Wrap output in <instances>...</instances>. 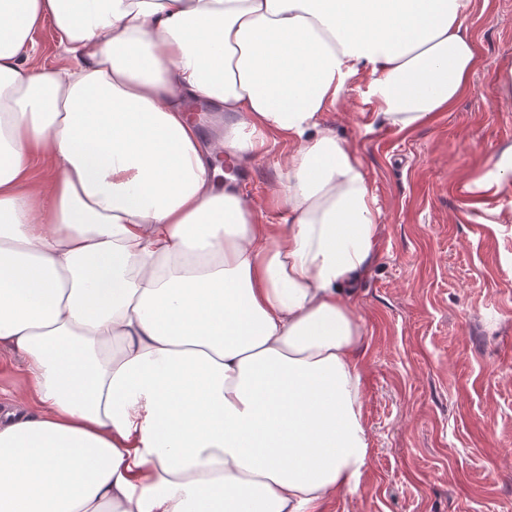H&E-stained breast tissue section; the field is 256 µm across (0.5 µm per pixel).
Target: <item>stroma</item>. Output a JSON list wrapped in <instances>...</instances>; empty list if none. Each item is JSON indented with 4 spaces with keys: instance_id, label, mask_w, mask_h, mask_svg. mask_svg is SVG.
<instances>
[{
    "instance_id": "35a3bbf8",
    "label": "stroma",
    "mask_w": 512,
    "mask_h": 512,
    "mask_svg": "<svg viewBox=\"0 0 512 512\" xmlns=\"http://www.w3.org/2000/svg\"><path fill=\"white\" fill-rule=\"evenodd\" d=\"M478 65L463 96L400 131L365 103L366 76L323 120L360 159L380 209L371 268L355 292L365 330L364 406L372 451L358 494L323 512H512V185L473 180L512 145V0H475L467 21ZM67 66L51 24L23 54ZM283 143L240 180L266 224L285 179Z\"/></svg>"
}]
</instances>
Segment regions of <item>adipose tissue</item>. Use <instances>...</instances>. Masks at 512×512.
<instances>
[{
  "label": "adipose tissue",
  "instance_id": "obj_1",
  "mask_svg": "<svg viewBox=\"0 0 512 512\" xmlns=\"http://www.w3.org/2000/svg\"><path fill=\"white\" fill-rule=\"evenodd\" d=\"M475 0H0V512H320L371 455L352 298L379 210L321 120L426 125ZM51 20L75 64L21 52ZM224 116L203 142L188 103ZM288 144L279 224L215 156ZM28 386V377L16 356L0 350V407Z\"/></svg>",
  "mask_w": 512,
  "mask_h": 512
}]
</instances>
